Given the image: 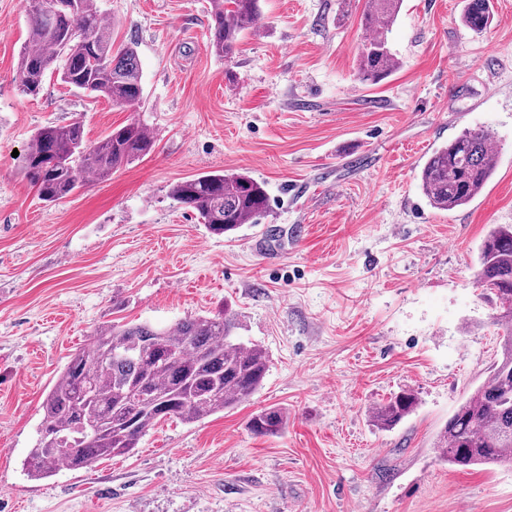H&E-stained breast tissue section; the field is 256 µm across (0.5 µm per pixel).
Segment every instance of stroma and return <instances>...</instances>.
<instances>
[{"instance_id": "1", "label": "stroma", "mask_w": 512, "mask_h": 512, "mask_svg": "<svg viewBox=\"0 0 512 512\" xmlns=\"http://www.w3.org/2000/svg\"><path fill=\"white\" fill-rule=\"evenodd\" d=\"M232 63L209 46L210 0H97L134 44L142 100L116 106L47 76L23 94V0H0V512H512V467L459 470L437 437L501 355L477 281L493 225L512 224V0L475 34L463 0H404L399 68L357 75L365 0H260ZM154 151L57 204L20 169L32 134L82 123L88 143L132 120ZM498 165L468 206L426 205L418 175L463 129ZM245 172L258 223L210 234L169 196L202 172ZM229 309L269 370L236 408L155 426L134 453L34 481L42 402L69 356L117 321L168 326ZM418 397L390 431L369 410ZM288 414L276 437L255 412ZM287 416L280 408L270 407L252 415L248 422L250 431L259 436H277L282 434Z\"/></svg>"}]
</instances>
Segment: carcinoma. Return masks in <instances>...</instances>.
Segmentation results:
<instances>
[{
    "label": "carcinoma",
    "instance_id": "carcinoma-1",
    "mask_svg": "<svg viewBox=\"0 0 512 512\" xmlns=\"http://www.w3.org/2000/svg\"><path fill=\"white\" fill-rule=\"evenodd\" d=\"M402 0H366L368 32L359 48L361 82L377 85L398 67L388 34ZM29 38L20 52L19 89L39 94L46 72L102 96L112 104L137 103L143 95L141 64L132 45L114 47L112 20L96 0H25ZM259 14V0H211L213 52L230 60ZM490 0H465L461 23L482 33L491 27ZM154 137L138 121L113 129L88 144L81 123L37 129L22 158L25 178L39 200L59 202L91 172L101 179L150 154ZM488 132L468 129L436 148L419 171L429 205L440 211L467 206L497 168ZM171 198L196 213L214 235H229L251 224L268 208L265 183L245 173L209 172L181 180ZM477 279L495 296L496 323L506 325L501 357L488 377L462 402L441 432L439 458L453 467L512 465V225L489 230L479 253ZM239 322L220 312L188 316L170 327L111 323L76 349L45 395L39 438L25 459L33 480L55 475L61 464L78 471L101 460L131 454L162 421L202 420L248 401L262 386L269 358L259 344L237 336ZM418 402L411 390L391 394L370 408L373 425L388 430L410 415ZM287 416L263 409L249 419L259 436L282 434Z\"/></svg>",
    "mask_w": 512,
    "mask_h": 512
}]
</instances>
